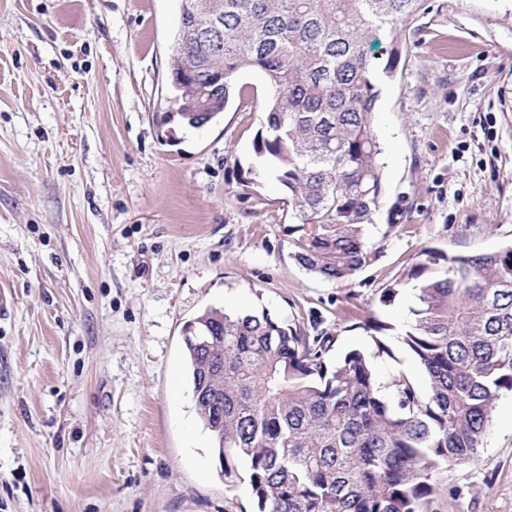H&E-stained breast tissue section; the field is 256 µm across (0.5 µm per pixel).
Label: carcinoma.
<instances>
[{
  "mask_svg": "<svg viewBox=\"0 0 512 512\" xmlns=\"http://www.w3.org/2000/svg\"><path fill=\"white\" fill-rule=\"evenodd\" d=\"M425 0H203L180 9L171 70L174 119L191 128L216 120L236 76L262 71L271 89L254 142L259 166L288 192L304 231L297 261L329 281H348L377 256L368 226L384 194L373 129L378 82L394 76L406 31ZM390 38L382 67L364 44ZM414 282L413 321L399 338L427 380L405 373L381 394L375 353L352 350L333 368L335 337L309 336L267 313L208 308L185 328L196 413L227 483L247 466L256 512H432L438 470L478 457L498 398L512 394V243L478 255L426 253Z\"/></svg>",
  "mask_w": 512,
  "mask_h": 512,
  "instance_id": "1",
  "label": "carcinoma"
}]
</instances>
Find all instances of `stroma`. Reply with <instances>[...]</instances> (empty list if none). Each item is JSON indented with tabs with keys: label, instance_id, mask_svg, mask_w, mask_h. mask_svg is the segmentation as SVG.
I'll list each match as a JSON object with an SVG mask.
<instances>
[{
	"label": "stroma",
	"instance_id": "1",
	"mask_svg": "<svg viewBox=\"0 0 512 512\" xmlns=\"http://www.w3.org/2000/svg\"><path fill=\"white\" fill-rule=\"evenodd\" d=\"M180 0H0V512H253L195 410L185 324L207 307L335 336L331 362L425 378L399 339L427 249L512 241V0H426L380 87V256L334 283L294 258L274 182L243 184L270 95L240 73L221 117L171 111ZM398 285L391 302L385 288ZM436 512H512V395L476 460L440 470Z\"/></svg>",
	"mask_w": 512,
	"mask_h": 512
}]
</instances>
